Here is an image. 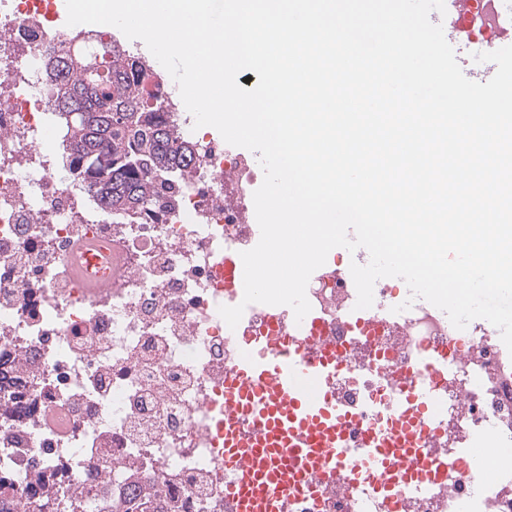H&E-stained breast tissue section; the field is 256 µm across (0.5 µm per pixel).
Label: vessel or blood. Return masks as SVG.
<instances>
[{
	"label": "vessel or blood",
	"mask_w": 512,
	"mask_h": 512,
	"mask_svg": "<svg viewBox=\"0 0 512 512\" xmlns=\"http://www.w3.org/2000/svg\"><path fill=\"white\" fill-rule=\"evenodd\" d=\"M447 19L478 51H487L492 41L512 45V21L502 13V0H485L480 8L475 0H448ZM111 260V245L79 240L71 248V273L95 292L111 284V272L100 269ZM296 331L305 342L289 350L240 351L224 390V465L234 473L238 512H283L286 494L306 472L339 485L364 470L382 480L397 474L401 489L412 496L445 480L452 466L487 474L485 445L454 459L438 445L435 420L445 406L429 381L447 375L446 353L421 351L412 367L417 383L388 401L384 426H365L353 444L347 435L354 418L329 391L336 369L333 345L311 317Z\"/></svg>",
	"instance_id": "b4317fda"
}]
</instances>
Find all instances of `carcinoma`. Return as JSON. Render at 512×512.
Here are the masks:
<instances>
[{
  "mask_svg": "<svg viewBox=\"0 0 512 512\" xmlns=\"http://www.w3.org/2000/svg\"><path fill=\"white\" fill-rule=\"evenodd\" d=\"M100 47L64 51L51 65L53 110L64 115L70 133L67 176L86 183L93 202L106 213L141 210L156 203L157 188L179 180L197 160L175 132V116L161 103L142 98L141 76L149 61L112 46V70L98 73ZM44 512H81V502L45 496Z\"/></svg>",
  "mask_w": 512,
  "mask_h": 512,
  "instance_id": "carcinoma-1",
  "label": "carcinoma"
}]
</instances>
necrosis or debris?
I'll use <instances>...</instances> for the list:
<instances>
[{
    "label": "necrosis or debris",
    "mask_w": 512,
    "mask_h": 512,
    "mask_svg": "<svg viewBox=\"0 0 512 512\" xmlns=\"http://www.w3.org/2000/svg\"><path fill=\"white\" fill-rule=\"evenodd\" d=\"M54 0H0V477L25 492L22 512H38L45 486L89 498L90 512H120L126 501L156 493L176 512H233L231 472L212 440L224 402V374L243 345L287 346L288 313L256 305L236 328L220 316L236 294L224 273L259 231L253 193L262 183L257 155L181 132L200 154L172 189L174 206L129 219L106 215L84 186L65 176L59 153L40 147L60 135L48 105L47 63L59 51L109 31L63 33ZM111 243L122 271L98 293L73 279L74 242ZM349 266L312 274L311 312L335 327L352 306ZM392 326L364 325L338 336L336 353L360 378L339 395L368 423L362 402L393 395L410 380L424 349L448 354L439 381L447 411L440 432L451 451L490 430L512 443V359L483 326L459 330L419 300ZM107 469L96 468V461ZM512 512V467L486 478L449 470L446 484L387 506L367 480L333 494L326 479L306 474L285 512Z\"/></svg>",
    "instance_id": "necrosis-or-debris-1"
}]
</instances>
